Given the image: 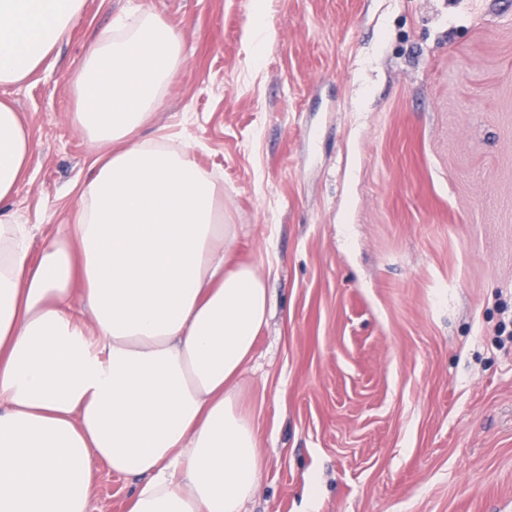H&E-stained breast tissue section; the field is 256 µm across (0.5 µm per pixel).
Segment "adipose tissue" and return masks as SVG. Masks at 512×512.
Returning <instances> with one entry per match:
<instances>
[{
	"label": "adipose tissue",
	"instance_id": "1",
	"mask_svg": "<svg viewBox=\"0 0 512 512\" xmlns=\"http://www.w3.org/2000/svg\"><path fill=\"white\" fill-rule=\"evenodd\" d=\"M84 0H0V86L31 77ZM181 39L128 8L85 56L75 120L95 150L73 224L39 252L9 207L33 143L0 99V512H89L98 464L138 477L127 512H243L262 468L234 382L267 279L230 264L215 177L140 139Z\"/></svg>",
	"mask_w": 512,
	"mask_h": 512
}]
</instances>
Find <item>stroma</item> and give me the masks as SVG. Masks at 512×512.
Returning <instances> with one entry per match:
<instances>
[{
  "mask_svg": "<svg viewBox=\"0 0 512 512\" xmlns=\"http://www.w3.org/2000/svg\"><path fill=\"white\" fill-rule=\"evenodd\" d=\"M144 3L182 62L141 136L218 177L232 262L274 270L239 380L263 458L245 512H512V0ZM128 6L85 0L6 90L33 246L72 220L75 81ZM135 487L98 467L90 512Z\"/></svg>",
  "mask_w": 512,
  "mask_h": 512,
  "instance_id": "1",
  "label": "stroma"
}]
</instances>
